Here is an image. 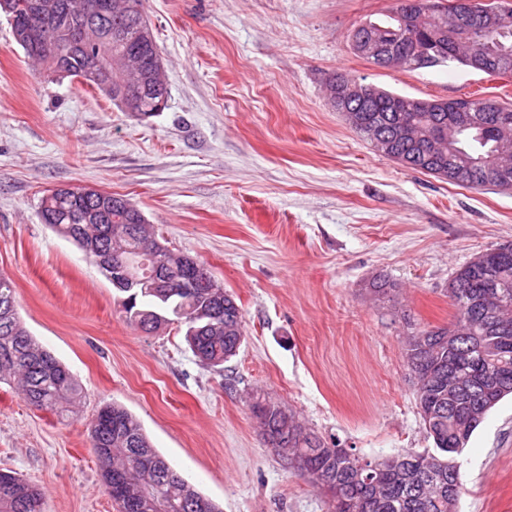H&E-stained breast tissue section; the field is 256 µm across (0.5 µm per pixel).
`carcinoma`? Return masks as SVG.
Wrapping results in <instances>:
<instances>
[{
  "label": "carcinoma",
  "mask_w": 512,
  "mask_h": 512,
  "mask_svg": "<svg viewBox=\"0 0 512 512\" xmlns=\"http://www.w3.org/2000/svg\"><path fill=\"white\" fill-rule=\"evenodd\" d=\"M117 9L96 17L98 38L116 31L107 53L111 93L126 112L151 115L157 111L151 75L161 61L153 28L140 9L143 0H127ZM416 14L424 17L413 31L415 41L397 38V21H365L352 34L353 50L361 55L373 49L397 56V67L419 68L453 60L467 66L479 51V42L455 47L438 38L448 27L436 0H415ZM84 17L62 15L50 34L49 54L35 57L54 75L79 78L97 86V45L76 47L72 30ZM365 96L351 99V126L367 140L385 137L381 153L402 166L472 189L512 188V169L503 172L491 161L498 136L512 140V112H473L471 128L454 135L452 147L432 151L429 137L448 135V113L417 107L403 96L373 84L360 83ZM409 125L415 136L401 135ZM124 197L112 193L80 194V188L61 187L45 194L40 209L54 216L56 232L80 244L85 257L106 276L112 259L135 256L140 244L156 237L146 224H135L126 237L112 238V225L86 224L84 214L103 210L112 219L122 217ZM169 249L156 262L168 280L165 288L118 289L129 323L144 331L177 324L193 354L203 364L217 367L237 354L243 339L242 312L224 293L209 271L196 275ZM196 281L193 293L183 284ZM448 291L455 309L444 326L421 327L408 337L404 360L413 380L422 426L433 438L435 454L405 452L366 461L345 448L328 446L308 432L280 405L258 397L253 416L268 436L273 454L286 467L310 478L328 497L331 512H458L461 473L456 456L488 412L512 394V246L488 249L463 265ZM0 383L16 386L32 407L61 415L79 405L81 391L70 371L28 331L17 312L12 280L0 274ZM88 436L97 454L107 491L119 512H218L216 504L199 493L152 447L140 421L117 404L100 406L88 424ZM42 493L30 480L0 470V512H35Z\"/></svg>",
  "instance_id": "carcinoma-1"
}]
</instances>
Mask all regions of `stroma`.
Segmentation results:
<instances>
[{
	"instance_id": "stroma-1",
	"label": "stroma",
	"mask_w": 512,
	"mask_h": 512,
	"mask_svg": "<svg viewBox=\"0 0 512 512\" xmlns=\"http://www.w3.org/2000/svg\"><path fill=\"white\" fill-rule=\"evenodd\" d=\"M393 3L144 0L171 96L150 116L29 63L0 14V273L83 392L60 418L0 385V470L38 485L42 512H117L87 431L112 402L221 512H330L267 447L258 395L363 458L433 450L404 340L451 322L459 267L512 243V190L403 167L331 106L325 80L338 71L412 98L512 103V78L356 55L350 30ZM66 186L130 198L158 238L203 262L242 310L237 355L207 368L176 325L128 323L98 268L39 218L41 197ZM379 277L394 301L372 293ZM458 462L460 512H512L511 397Z\"/></svg>"
}]
</instances>
